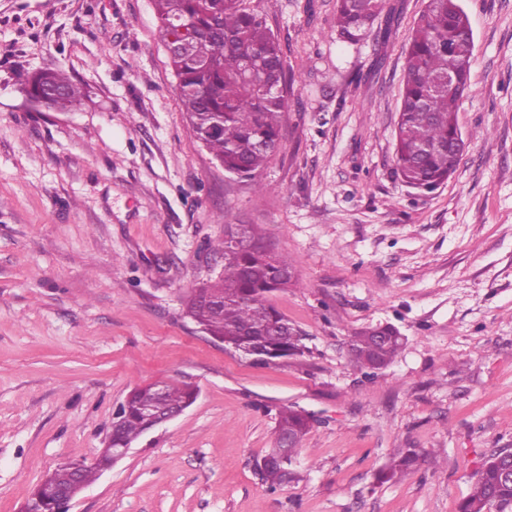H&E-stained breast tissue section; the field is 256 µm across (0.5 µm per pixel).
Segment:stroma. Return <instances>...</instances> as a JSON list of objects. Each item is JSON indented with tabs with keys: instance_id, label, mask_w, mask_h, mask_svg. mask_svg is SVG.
Instances as JSON below:
<instances>
[{
	"instance_id": "obj_1",
	"label": "stroma",
	"mask_w": 512,
	"mask_h": 512,
	"mask_svg": "<svg viewBox=\"0 0 512 512\" xmlns=\"http://www.w3.org/2000/svg\"><path fill=\"white\" fill-rule=\"evenodd\" d=\"M294 80L267 192L194 143L151 0H0V512L69 458L94 463L132 389L196 386L68 512H457L512 448V0H462L475 43L465 150L430 193L394 162L405 51L425 0H386V43L336 37V0H246ZM87 87L36 106L27 75ZM256 226L297 274L275 307L303 356L255 364L203 333L184 297ZM406 343L365 374L354 333ZM306 413L303 478L256 463L279 411ZM405 448L416 470L380 481Z\"/></svg>"
}]
</instances>
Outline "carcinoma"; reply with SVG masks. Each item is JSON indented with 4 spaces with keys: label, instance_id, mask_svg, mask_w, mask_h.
<instances>
[{
    "label": "carcinoma",
    "instance_id": "cac0c4a2",
    "mask_svg": "<svg viewBox=\"0 0 512 512\" xmlns=\"http://www.w3.org/2000/svg\"><path fill=\"white\" fill-rule=\"evenodd\" d=\"M162 37L185 25L189 38L182 51L169 56L176 92L196 142L206 148L224 170L255 180L281 141L282 118L288 108L291 77L278 39L263 18L244 0H153ZM385 0H336V34L357 45L371 34L386 42L393 13L374 29ZM474 57L469 18L459 0H427L412 28L406 50L403 87L395 139V170L408 187L431 192L455 172L463 140L457 138V112L468 92ZM455 87L445 82L448 71ZM27 96L46 109L66 110L78 105L82 88L67 71H40L24 83ZM227 239L208 244L224 256V273L192 289L185 314L202 332L256 363H275L304 354L302 333L285 337L289 326L268 296L293 285L295 270L284 257L270 252L256 230L233 249ZM355 364L371 372L387 366L402 348L397 331L367 327L355 335ZM151 386L133 389L119 406L121 422L114 434L137 439L147 423L145 403ZM193 386L165 385L161 408H182ZM309 431L306 416L287 408L278 414L276 440L262 457L264 483L275 491L297 481L292 454ZM291 436L292 448L280 447ZM425 461V454L408 448L382 472L388 482ZM496 506L512 512V484L499 480L494 458L485 461L459 512H485Z\"/></svg>",
    "mask_w": 512,
    "mask_h": 512
}]
</instances>
